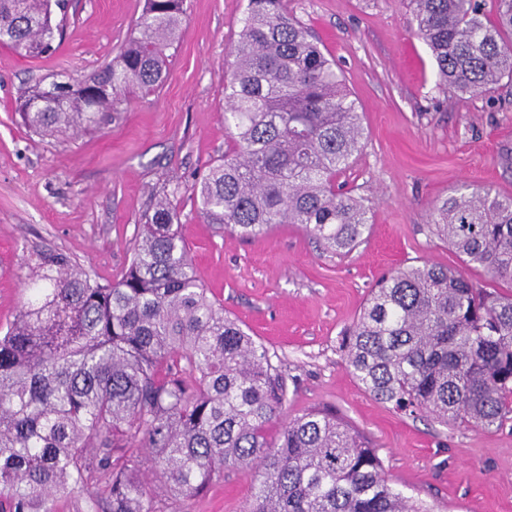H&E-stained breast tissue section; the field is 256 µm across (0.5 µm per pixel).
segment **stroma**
<instances>
[{"instance_id": "35a3bbf8", "label": "stroma", "mask_w": 512, "mask_h": 512, "mask_svg": "<svg viewBox=\"0 0 512 512\" xmlns=\"http://www.w3.org/2000/svg\"><path fill=\"white\" fill-rule=\"evenodd\" d=\"M144 0H68L58 49L0 47V328L26 299L34 250L68 253L101 282L121 278L142 214L179 187L177 230L212 297L241 320L286 378L285 412L334 407L377 448L393 485L433 512H512V422L487 433L412 417L370 396L339 350L376 280L426 259L461 261L429 229V206L462 183L512 195V82L463 95L440 85L410 0H288L335 60L362 114L363 148L344 178L371 210L351 253L286 224L249 240L204 223L194 185L228 150L224 69L247 0H185L163 83L129 93L108 128L42 136L16 100L52 76L109 64ZM250 476L225 470L195 497L157 492L161 512H243Z\"/></svg>"}]
</instances>
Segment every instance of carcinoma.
<instances>
[{
	"label": "carcinoma",
	"mask_w": 512,
	"mask_h": 512,
	"mask_svg": "<svg viewBox=\"0 0 512 512\" xmlns=\"http://www.w3.org/2000/svg\"><path fill=\"white\" fill-rule=\"evenodd\" d=\"M64 2L0 0V44L51 52ZM413 3L445 85L475 95L512 81V0H495L492 19L481 0ZM182 23L183 0H144L112 64L54 98L35 90L17 111L41 135L109 125L131 89L163 81ZM229 54L233 148L195 183L201 218L246 240L295 224L328 249L354 250L370 209L339 178L363 147V125L336 62L284 0H248ZM178 193L155 199L114 283L63 252L38 255L34 288L0 334V512H54L91 470L109 479L91 512H156L146 461L182 497L227 468L247 472L245 512H429L336 411L285 415V379L268 350L195 275L173 229ZM430 217L464 266L512 288V196L464 183ZM340 350L364 390L398 411L486 431L512 420V294L455 267L422 260L381 276Z\"/></svg>",
	"instance_id": "carcinoma-1"
}]
</instances>
